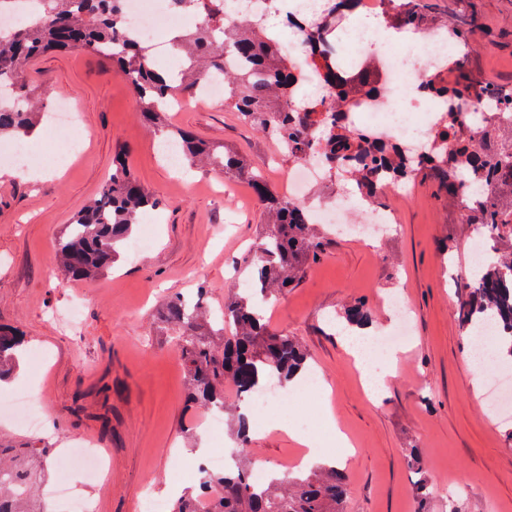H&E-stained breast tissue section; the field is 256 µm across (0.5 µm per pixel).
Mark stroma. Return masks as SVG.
<instances>
[{"label": "stroma", "mask_w": 512, "mask_h": 512, "mask_svg": "<svg viewBox=\"0 0 512 512\" xmlns=\"http://www.w3.org/2000/svg\"><path fill=\"white\" fill-rule=\"evenodd\" d=\"M28 75L43 107L61 96L71 100L84 145L70 155L66 136L38 135L32 150L51 157L43 177L0 175V323L21 327L30 346L51 355L45 366L20 362L0 382L1 396L16 387L40 395L45 432L0 421V444L53 448L60 469L66 448L91 443L110 471L108 481L82 489L94 512H135L151 487L164 505L191 484L178 478L180 464L212 443L201 412L186 410L184 367L155 316L164 298L201 287L209 306L222 309L225 294L247 275L263 208L248 178L171 167L110 63L55 51L35 60ZM179 98L172 124L247 154L268 186L287 194L292 161L270 137L229 107L189 91ZM119 155L139 184L166 202L152 244L141 258L123 254L111 274L69 279L55 263L57 241L71 214L101 192ZM434 189L421 177L392 188L385 205L393 222L382 237L366 243L328 234L322 259L268 305L271 329L296 337L329 386L311 413L331 415L355 448L350 456L322 442L324 455L348 477L345 512H416L410 448L437 487L430 512H512V421L486 408V379L466 359L468 342L454 312L474 238L433 198ZM392 295L407 308L413 335L386 390L373 398L335 317L362 299L375 326L391 328ZM301 451L269 421L256 424L248 455L290 473Z\"/></svg>", "instance_id": "35a3bbf8"}]
</instances>
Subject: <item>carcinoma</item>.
<instances>
[{"label": "carcinoma", "mask_w": 512, "mask_h": 512, "mask_svg": "<svg viewBox=\"0 0 512 512\" xmlns=\"http://www.w3.org/2000/svg\"><path fill=\"white\" fill-rule=\"evenodd\" d=\"M43 17L31 26L0 32V139L31 136L44 118L30 109L28 69L41 54L69 48L104 56L133 89L144 116L162 140L176 142L186 163L196 169L219 168L229 175H246L258 194L264 222L256 251L249 263L248 284L224 297V319L219 320L197 292L194 304L176 294L162 303L159 319L178 336V350L188 382L190 406L224 407V390L240 397L277 381L288 384L308 371L309 354L293 336L269 328L264 305L293 287L305 267L320 261L324 236L307 212L292 205L260 179L253 162L237 150L206 141L168 122L170 104L184 90L196 89L213 73L224 71V53L237 56L242 65L227 77L231 109L246 124L274 138L282 154L299 159L316 152L328 167L348 170L356 189L373 188L372 200L382 204L380 180L392 184L429 175L438 184L444 203L459 199V190L471 188L468 215L461 223L473 224L485 234L493 253L477 281L457 289L456 311L464 336L475 333L485 321L496 322L498 359L512 365V89L490 87L482 96L483 111L496 112L482 119L478 146L482 159H473L465 139L445 133L440 145L417 160L397 150L383 151L377 141L326 119L307 132L301 121L315 112V104L300 99L296 76L284 63L281 45L258 23L245 21L224 29V9L217 0H177L203 14L195 28L173 39L183 60L180 74L166 78L152 59L150 49L126 36L118 25L122 0H43ZM392 26L432 32L443 23L448 39L469 52L470 16L450 19L433 10L429 0H385ZM335 17L320 27L304 29L303 41L319 51L328 63L330 77L345 83L359 68L346 69L327 39ZM473 74L458 66V85L425 80L421 90L434 97H451L449 112L471 105L465 89ZM165 208L161 197L146 192L125 159L112 165V182L99 196L75 213L60 236L56 264L73 280L97 279L110 270L120 250L131 238L142 215ZM346 325L372 322L362 300L347 304L339 314ZM26 336L17 327L0 324V379L13 373L25 351ZM236 439L241 453L222 472L200 467L197 483L179 497L170 512H197L196 503L207 500L206 512H343L347 477L335 466H317L299 477L255 479L256 465L244 450L249 442L247 419L237 414ZM50 452L47 448L0 446V512H45L39 495ZM407 463L416 479L414 493L425 504L432 485L417 449L410 448Z\"/></svg>", "instance_id": "carcinoma-1"}]
</instances>
